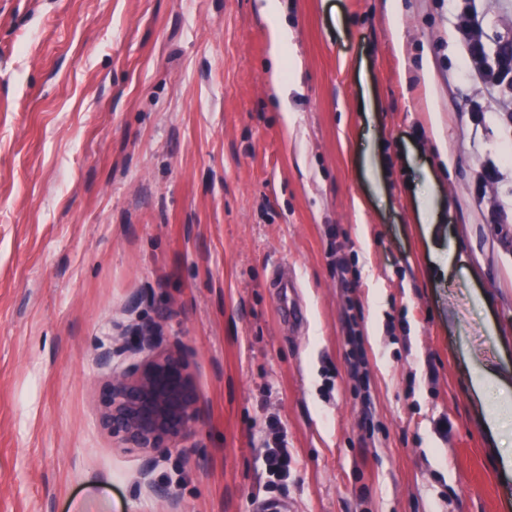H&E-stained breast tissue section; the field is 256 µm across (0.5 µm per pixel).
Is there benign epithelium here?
Instances as JSON below:
<instances>
[{"label":"benign epithelium","instance_id":"benign-epithelium-1","mask_svg":"<svg viewBox=\"0 0 512 512\" xmlns=\"http://www.w3.org/2000/svg\"><path fill=\"white\" fill-rule=\"evenodd\" d=\"M164 319L123 326L102 346L111 371L99 394V419L119 448H137L154 463L158 448H184L201 412L187 349L164 335Z\"/></svg>","mask_w":512,"mask_h":512}]
</instances>
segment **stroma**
Listing matches in <instances>:
<instances>
[{"label": "stroma", "instance_id": "obj_1", "mask_svg": "<svg viewBox=\"0 0 512 512\" xmlns=\"http://www.w3.org/2000/svg\"><path fill=\"white\" fill-rule=\"evenodd\" d=\"M260 4L0 0V512H166L149 480L176 512H512V434L482 427L512 386V108L461 79L448 0ZM474 7L512 42V0ZM133 301L202 395L148 473L98 412ZM274 447H268L265 452V465L270 476L280 482L288 480L291 472V455L288 453L284 441L276 439Z\"/></svg>", "mask_w": 512, "mask_h": 512}]
</instances>
